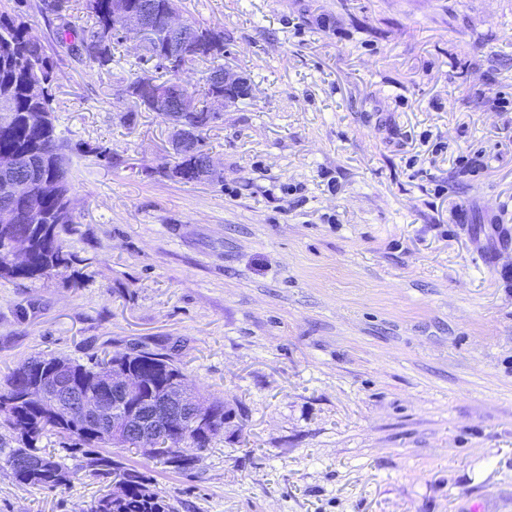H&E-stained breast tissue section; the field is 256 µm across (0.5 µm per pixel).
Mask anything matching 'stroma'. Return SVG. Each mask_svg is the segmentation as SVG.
I'll list each match as a JSON object with an SVG mask.
<instances>
[{
	"mask_svg": "<svg viewBox=\"0 0 512 512\" xmlns=\"http://www.w3.org/2000/svg\"><path fill=\"white\" fill-rule=\"evenodd\" d=\"M253 99L184 184L159 113L58 51L73 155L68 269L0 279V376L38 355L166 348L234 416L177 512H512V0H183ZM102 488L17 486L0 512H85Z\"/></svg>",
	"mask_w": 512,
	"mask_h": 512,
	"instance_id": "stroma-1",
	"label": "stroma"
}]
</instances>
